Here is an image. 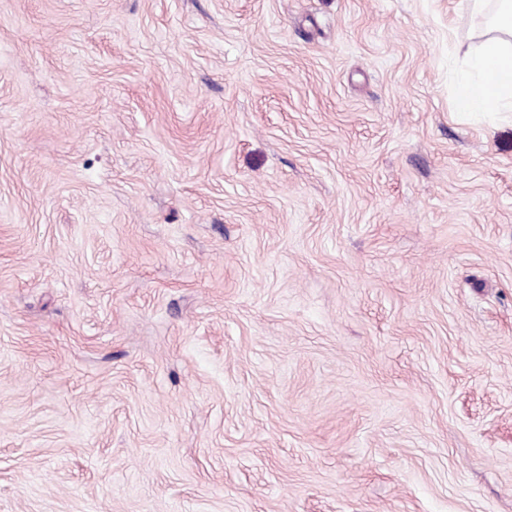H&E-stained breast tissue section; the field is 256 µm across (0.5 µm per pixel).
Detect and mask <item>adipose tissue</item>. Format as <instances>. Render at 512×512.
Masks as SVG:
<instances>
[{
    "label": "adipose tissue",
    "mask_w": 512,
    "mask_h": 512,
    "mask_svg": "<svg viewBox=\"0 0 512 512\" xmlns=\"http://www.w3.org/2000/svg\"><path fill=\"white\" fill-rule=\"evenodd\" d=\"M489 36L468 54L457 106L465 112H512V0H498Z\"/></svg>",
    "instance_id": "ef3b65f1"
}]
</instances>
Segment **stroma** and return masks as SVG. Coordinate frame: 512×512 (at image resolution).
Returning <instances> with one entry per match:
<instances>
[{"label": "stroma", "instance_id": "stroma-1", "mask_svg": "<svg viewBox=\"0 0 512 512\" xmlns=\"http://www.w3.org/2000/svg\"><path fill=\"white\" fill-rule=\"evenodd\" d=\"M461 0H0V512H512V112ZM490 35L468 52L457 106L465 112H512V1L498 0ZM497 69L490 80L491 66Z\"/></svg>", "mask_w": 512, "mask_h": 512}]
</instances>
